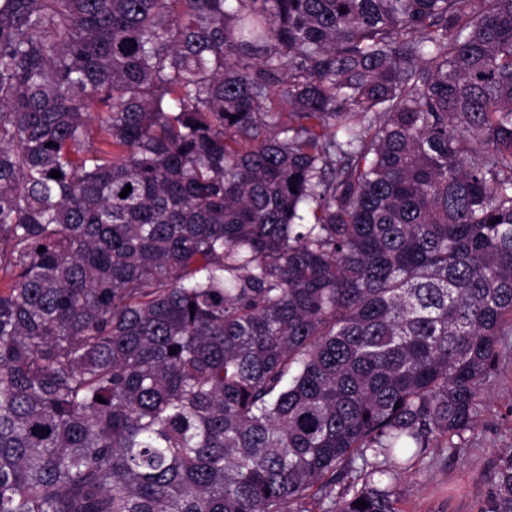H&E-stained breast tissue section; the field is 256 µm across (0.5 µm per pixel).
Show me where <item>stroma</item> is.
Listing matches in <instances>:
<instances>
[{"label": "stroma", "mask_w": 512, "mask_h": 512, "mask_svg": "<svg viewBox=\"0 0 512 512\" xmlns=\"http://www.w3.org/2000/svg\"><path fill=\"white\" fill-rule=\"evenodd\" d=\"M512 453V347H502L499 370L487 386L471 445L457 453L435 449L397 486L400 512H479L487 478Z\"/></svg>", "instance_id": "1"}]
</instances>
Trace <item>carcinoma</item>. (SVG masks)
I'll use <instances>...</instances> for the list:
<instances>
[{"mask_svg": "<svg viewBox=\"0 0 512 512\" xmlns=\"http://www.w3.org/2000/svg\"><path fill=\"white\" fill-rule=\"evenodd\" d=\"M511 334L512 0H0V512H399Z\"/></svg>", "mask_w": 512, "mask_h": 512, "instance_id": "cac0c4a2", "label": "carcinoma"}]
</instances>
